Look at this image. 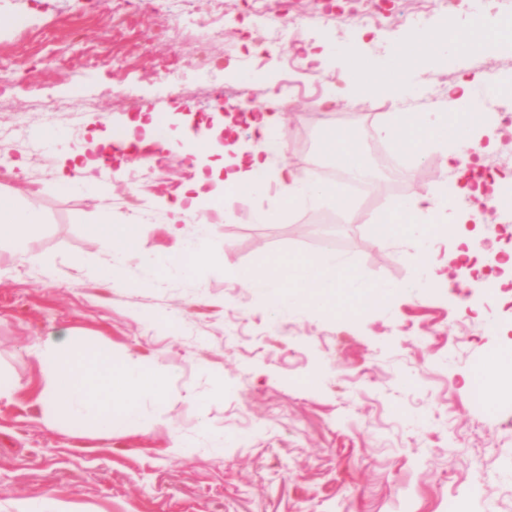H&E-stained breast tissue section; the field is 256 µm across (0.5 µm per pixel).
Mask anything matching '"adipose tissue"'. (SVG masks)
I'll use <instances>...</instances> for the list:
<instances>
[{
  "instance_id": "1",
  "label": "adipose tissue",
  "mask_w": 512,
  "mask_h": 512,
  "mask_svg": "<svg viewBox=\"0 0 512 512\" xmlns=\"http://www.w3.org/2000/svg\"><path fill=\"white\" fill-rule=\"evenodd\" d=\"M456 43L449 24L414 37L407 73L427 69L443 59L448 48ZM473 96L471 82H460L449 88L447 101L436 109L378 117L377 133L414 159H421L429 150L449 145L445 135L448 122ZM266 166V160L257 153L246 161L225 162V205L260 190L255 175ZM468 215V209H449L447 201L435 196L408 197L398 201L387 217L374 224L372 234L384 241L397 235L405 237L412 248L427 258L432 254L427 225H447L449 238L463 244L470 237L466 228ZM34 221V216L21 209L11 193L0 191V247L29 253L26 228ZM353 279L351 269L342 262L289 257L271 260L267 267L243 276L242 281L257 295L274 299L281 306L301 305L325 311L332 294ZM35 354L52 374L51 386L44 393L46 407L64 406L72 416L92 419L100 432H111L120 423H142L140 398H152L160 406L165 403V380L158 370L134 362H118L106 346L88 342L78 347L64 337L37 345Z\"/></svg>"
}]
</instances>
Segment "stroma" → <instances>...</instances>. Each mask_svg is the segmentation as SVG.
I'll list each match as a JSON object with an SVG mask.
<instances>
[{"label": "stroma", "mask_w": 512, "mask_h": 512, "mask_svg": "<svg viewBox=\"0 0 512 512\" xmlns=\"http://www.w3.org/2000/svg\"><path fill=\"white\" fill-rule=\"evenodd\" d=\"M325 2L165 0L141 13L124 0H0L1 14L24 19L0 29V77L12 79L0 97V189L40 217L28 229L39 263L0 250V375L16 386L0 399V512L25 502L39 512H512V389L488 404L472 387L473 367L512 342V269L500 266L512 223L481 229L485 288L449 287L452 242L439 233L425 274L409 243L371 238L363 223L345 225L335 246L316 245L299 225L354 206L333 197L291 206L274 184L232 211L219 203L188 216L181 236L166 228V206L184 190L198 199L224 192L223 150L182 165L186 132H226L252 152L277 138L269 167L298 169L326 126L316 110L339 68L361 81L398 74L396 49L445 21L387 0L364 27L350 16L366 0H344V22ZM217 9L223 28L203 33L200 21ZM259 10L285 39L255 57L244 45ZM491 38L493 53L450 48L387 111L432 108L464 80L512 79V22ZM286 44L303 68H284ZM168 55L179 61L173 80L157 69ZM205 58L214 65L206 75ZM228 84L248 88L230 111ZM333 99L335 112L360 114L340 128L377 148L372 99ZM272 104L280 121L260 133L255 123ZM125 132L147 144L164 134L170 162L147 175L127 156L99 164L109 136ZM402 173L368 191V215L399 198L444 196L466 175L449 171L437 148L406 160ZM64 176L76 178L72 190L60 189ZM102 181L110 197L96 193ZM159 185L165 198L154 194ZM106 210L139 224L135 248L93 241ZM263 213L272 221L260 222ZM199 238L210 253L185 260ZM156 256L173 263L149 270ZM289 256H337L362 284L394 290L334 315L258 300L238 278ZM68 335L161 370L165 404L140 401L149 427L105 434L64 417L46 424L47 370L35 347Z\"/></svg>", "instance_id": "stroma-1"}]
</instances>
